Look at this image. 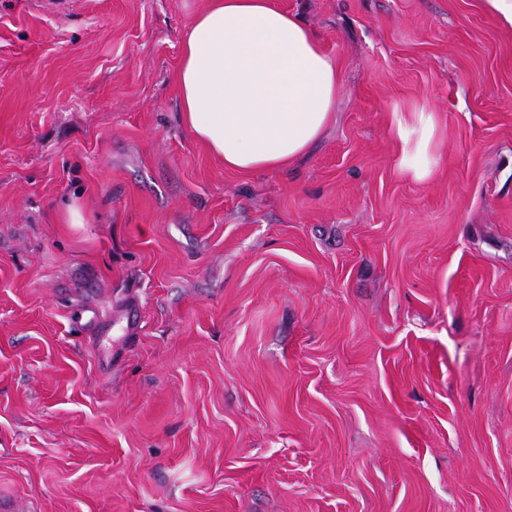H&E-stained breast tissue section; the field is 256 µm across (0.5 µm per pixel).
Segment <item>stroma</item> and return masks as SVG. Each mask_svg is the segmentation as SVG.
Returning a JSON list of instances; mask_svg holds the SVG:
<instances>
[{"mask_svg": "<svg viewBox=\"0 0 512 512\" xmlns=\"http://www.w3.org/2000/svg\"><path fill=\"white\" fill-rule=\"evenodd\" d=\"M40 2L0 0V504L512 512V30L485 0H273L343 81L252 174L181 124L207 0ZM131 305L126 339L73 321Z\"/></svg>", "mask_w": 512, "mask_h": 512, "instance_id": "obj_1", "label": "stroma"}]
</instances>
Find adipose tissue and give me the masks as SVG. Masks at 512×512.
Listing matches in <instances>:
<instances>
[{
	"mask_svg": "<svg viewBox=\"0 0 512 512\" xmlns=\"http://www.w3.org/2000/svg\"><path fill=\"white\" fill-rule=\"evenodd\" d=\"M185 130L226 169L288 167L332 117L341 73L300 16L271 0H209L181 41Z\"/></svg>",
	"mask_w": 512,
	"mask_h": 512,
	"instance_id": "1",
	"label": "adipose tissue"
}]
</instances>
